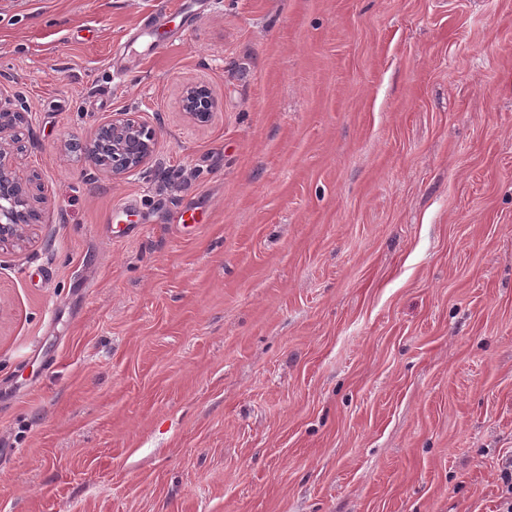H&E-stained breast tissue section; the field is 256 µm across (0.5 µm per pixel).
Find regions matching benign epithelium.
Wrapping results in <instances>:
<instances>
[{
	"label": "benign epithelium",
	"instance_id": "7a95c632",
	"mask_svg": "<svg viewBox=\"0 0 512 512\" xmlns=\"http://www.w3.org/2000/svg\"><path fill=\"white\" fill-rule=\"evenodd\" d=\"M6 103L7 98L0 95V134L20 117V113L12 111ZM216 107L206 86L189 84L184 88L181 108L192 122H208ZM95 140L111 147L112 159L93 151L89 154L91 164L97 170L120 178L149 163L155 145V130L134 112H118L112 115L111 122L98 127ZM39 215L40 201L31 191L30 179L20 174L14 151L0 140V247L23 241Z\"/></svg>",
	"mask_w": 512,
	"mask_h": 512
}]
</instances>
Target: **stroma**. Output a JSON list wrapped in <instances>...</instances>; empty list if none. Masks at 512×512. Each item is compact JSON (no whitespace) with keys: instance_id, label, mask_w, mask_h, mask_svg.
Here are the masks:
<instances>
[{"instance_id":"1","label":"stroma","mask_w":512,"mask_h":512,"mask_svg":"<svg viewBox=\"0 0 512 512\" xmlns=\"http://www.w3.org/2000/svg\"><path fill=\"white\" fill-rule=\"evenodd\" d=\"M0 93V512H500L512 0H0ZM217 107L209 89L201 84L187 85L181 97V108L193 123L202 124L209 121ZM155 130L135 112L113 113L111 122L100 125L95 141L106 142L112 149V165L95 151H90L93 167L120 178L143 169L150 161L155 145ZM15 153L0 136V247L24 241L29 227L41 215L30 179L17 170ZM2 187V190H1Z\"/></svg>"}]
</instances>
